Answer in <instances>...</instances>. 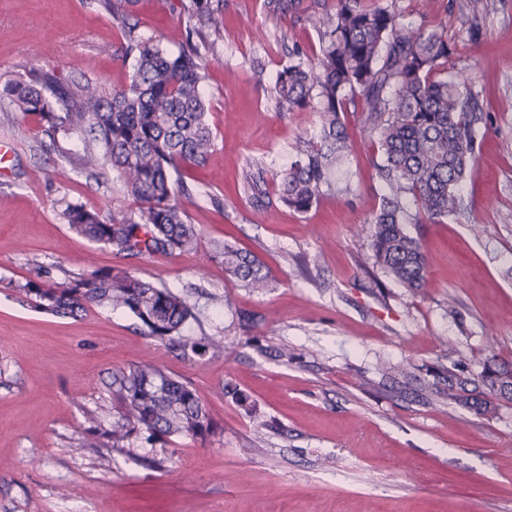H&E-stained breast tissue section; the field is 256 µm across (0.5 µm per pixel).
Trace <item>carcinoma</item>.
I'll use <instances>...</instances> for the list:
<instances>
[{"instance_id":"obj_1","label":"carcinoma","mask_w":512,"mask_h":512,"mask_svg":"<svg viewBox=\"0 0 512 512\" xmlns=\"http://www.w3.org/2000/svg\"><path fill=\"white\" fill-rule=\"evenodd\" d=\"M99 2L124 34L127 52L134 53L126 86L107 92L89 80L68 82L52 70L32 68L5 84L0 99L38 117L43 134L53 141L82 135V165L92 171L111 168L124 195L138 204L137 220L70 205L64 216L73 232L130 257L193 251L199 234L175 199L171 172L204 166L214 147L202 89L209 60L196 45L170 55L142 36L133 20L136 0ZM183 10L200 32L215 22L212 0H189ZM303 14L321 34L322 55L315 64L301 57L285 66L275 92L290 109L308 107L316 93L318 132L299 140L296 159L280 175L279 199L298 213L317 202L349 149L345 118L352 108L362 112L364 131L380 152L374 169L385 189L380 211L370 221L372 259L386 276L416 293L427 260L407 225L464 214L460 189L487 116L472 92L448 74L452 39L447 27L431 23L427 14L406 21L378 0H336L332 12L310 5ZM243 193L258 202L266 189L248 174ZM213 256L245 286L269 287L268 271L253 253L217 242ZM20 291L53 316L76 317L89 306L126 309L166 348L177 345L198 356L224 350L221 337L206 344L184 341L182 328L194 318L186 298L124 268L81 275L61 288L28 281ZM506 378H512L508 364L482 373L477 382L450 372L448 399L470 402L488 414L491 403L472 399L468 386L479 382L495 395ZM112 396L125 409L122 420L89 434L81 447L123 448L140 430L191 438L213 430L197 390L157 365L114 374Z\"/></svg>"}]
</instances>
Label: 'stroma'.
I'll return each instance as SVG.
<instances>
[{
  "mask_svg": "<svg viewBox=\"0 0 512 512\" xmlns=\"http://www.w3.org/2000/svg\"><path fill=\"white\" fill-rule=\"evenodd\" d=\"M379 2L447 25L449 71L489 116L466 217L409 227L428 259L416 294L373 268L369 237L354 235L384 193L358 114L332 188L304 213L278 198L318 114L280 104L276 77L297 54L319 57L321 37L271 0H220L207 30L215 148L178 198L196 251L127 257L76 236L68 205L134 218L138 207L115 173L83 168L78 137L54 142L36 117L0 112L11 147L0 164V512H512V399L479 415L442 394L448 372L512 363V0ZM134 14L168 52L184 45L181 0H137ZM125 47L98 0H0V86L36 67L118 89L133 70ZM248 172L268 207L243 194ZM217 241L256 254L271 288L230 279ZM109 266L185 295L197 318L183 336L223 337V353L168 352L128 311L58 318L19 291ZM134 364L195 388L214 433L82 447L90 415L107 429L122 415L112 376Z\"/></svg>",
  "mask_w": 512,
  "mask_h": 512,
  "instance_id": "1",
  "label": "stroma"
}]
</instances>
